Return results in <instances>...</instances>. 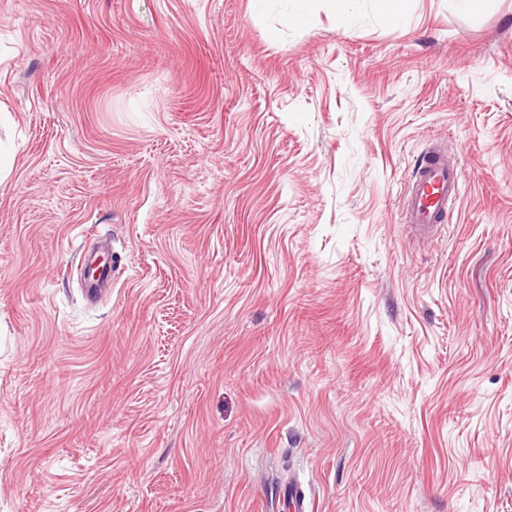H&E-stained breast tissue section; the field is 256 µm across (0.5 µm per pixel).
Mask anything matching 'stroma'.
<instances>
[{"label":"stroma","instance_id":"35a3bbf8","mask_svg":"<svg viewBox=\"0 0 512 512\" xmlns=\"http://www.w3.org/2000/svg\"><path fill=\"white\" fill-rule=\"evenodd\" d=\"M0 157V512H512V0H0ZM463 172L448 153L431 145L416 161L402 202L403 222L427 237L443 224L461 196ZM99 255L97 251L83 253L79 261L83 269H89V274L83 278L82 287L87 297L92 300L100 299L112 292V265L98 261Z\"/></svg>","mask_w":512,"mask_h":512}]
</instances>
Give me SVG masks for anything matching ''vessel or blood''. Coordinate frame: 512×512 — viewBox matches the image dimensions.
<instances>
[{"label":"vessel or blood","mask_w":512,"mask_h":512,"mask_svg":"<svg viewBox=\"0 0 512 512\" xmlns=\"http://www.w3.org/2000/svg\"><path fill=\"white\" fill-rule=\"evenodd\" d=\"M463 172L440 146H429L416 161L402 202L404 223L421 236H429L440 225L461 196ZM80 265L88 271L83 288L97 300L112 291L111 265L100 261L98 252L81 255Z\"/></svg>","instance_id":"b4317fda"}]
</instances>
